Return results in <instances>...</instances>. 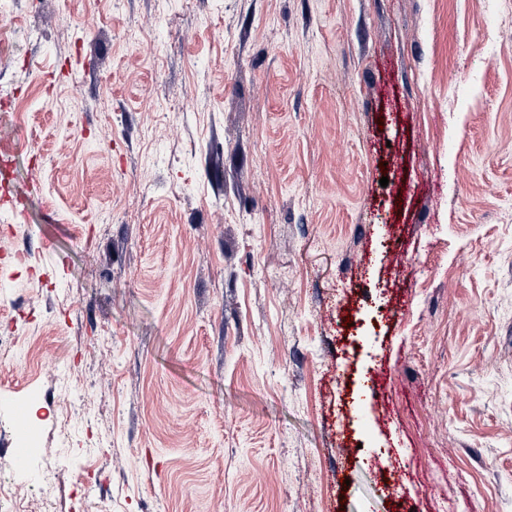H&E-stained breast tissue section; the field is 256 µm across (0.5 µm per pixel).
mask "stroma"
<instances>
[{
  "mask_svg": "<svg viewBox=\"0 0 512 512\" xmlns=\"http://www.w3.org/2000/svg\"><path fill=\"white\" fill-rule=\"evenodd\" d=\"M6 12L0 512H512V0ZM14 426L16 434V448L14 453V462L17 466H23L26 461L27 449L25 448L26 441V423L25 413L23 408L18 407L14 413Z\"/></svg>",
  "mask_w": 512,
  "mask_h": 512,
  "instance_id": "obj_1",
  "label": "stroma"
}]
</instances>
